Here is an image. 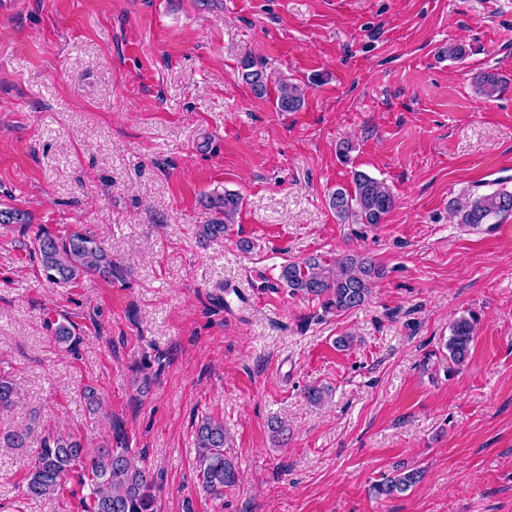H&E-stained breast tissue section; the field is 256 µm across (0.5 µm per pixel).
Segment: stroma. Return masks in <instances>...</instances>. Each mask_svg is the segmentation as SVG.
<instances>
[{"instance_id":"1","label":"stroma","mask_w":512,"mask_h":512,"mask_svg":"<svg viewBox=\"0 0 512 512\" xmlns=\"http://www.w3.org/2000/svg\"><path fill=\"white\" fill-rule=\"evenodd\" d=\"M246 58L267 95L242 80ZM483 71L502 79L490 100ZM282 78L306 91L298 111L275 105ZM355 169L390 187L384 223L331 210ZM502 186L512 0H0V206L26 218L0 224V372L20 392L0 412V512H81L76 480L34 499L25 474L42 438L93 452L116 422L159 512H512V216L472 227L449 207ZM224 190L243 208L199 244L205 197ZM78 224L111 278L46 280L36 233ZM348 252L385 271L355 310L323 314L280 281L285 264ZM469 310L452 370L444 344ZM64 321L75 345L54 338ZM310 385L330 403L309 404ZM207 416L240 472L220 498L197 477ZM23 429L27 447H7ZM403 467L422 481L370 496ZM477 321L473 313L462 314L453 321L451 334L445 344L448 351V364L458 366L467 359Z\"/></svg>"}]
</instances>
